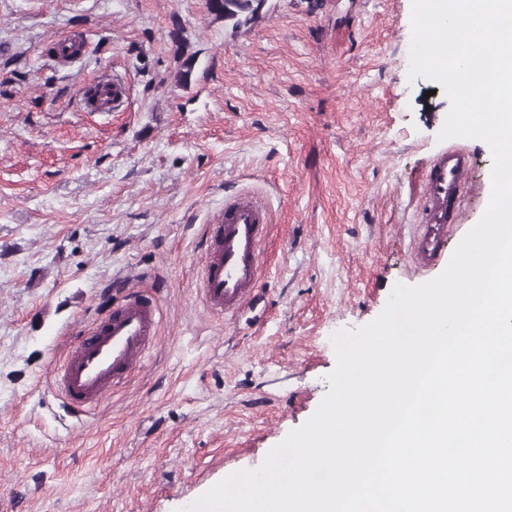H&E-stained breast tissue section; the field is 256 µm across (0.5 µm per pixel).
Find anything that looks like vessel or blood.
Returning a JSON list of instances; mask_svg holds the SVG:
<instances>
[{
    "mask_svg": "<svg viewBox=\"0 0 512 512\" xmlns=\"http://www.w3.org/2000/svg\"><path fill=\"white\" fill-rule=\"evenodd\" d=\"M82 96L87 109L109 112L123 104L126 88L120 81L104 79L85 88ZM468 162L466 153L452 149L439 155L430 167L411 244L412 259L419 266H429L446 248L448 232L459 216ZM267 232V211L251 196L225 199L223 212L208 227L202 283L210 309L235 311L254 293ZM157 324L156 302L135 294L86 333L57 374V387L67 411L75 415L89 412L140 366L156 339Z\"/></svg>",
    "mask_w": 512,
    "mask_h": 512,
    "instance_id": "1",
    "label": "vessel or blood"
}]
</instances>
